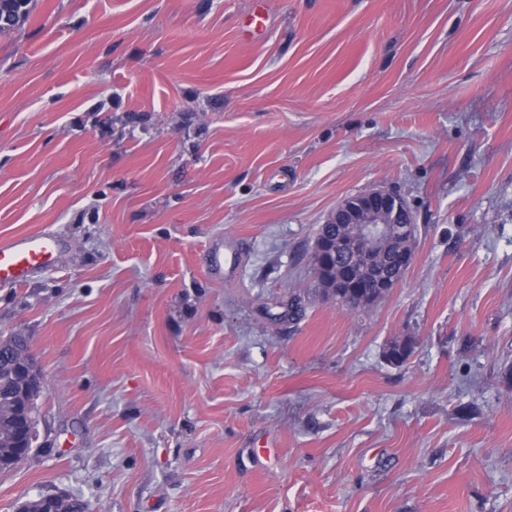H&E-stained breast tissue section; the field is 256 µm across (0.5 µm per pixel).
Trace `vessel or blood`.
Instances as JSON below:
<instances>
[{
  "label": "vessel or blood",
  "instance_id": "obj_1",
  "mask_svg": "<svg viewBox=\"0 0 512 512\" xmlns=\"http://www.w3.org/2000/svg\"><path fill=\"white\" fill-rule=\"evenodd\" d=\"M63 249L59 236L50 233L0 237V286H18L35 272L54 264Z\"/></svg>",
  "mask_w": 512,
  "mask_h": 512
}]
</instances>
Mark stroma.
I'll use <instances>...</instances> for the list:
<instances>
[{
  "instance_id": "35a3bbf8",
  "label": "stroma",
  "mask_w": 512,
  "mask_h": 512,
  "mask_svg": "<svg viewBox=\"0 0 512 512\" xmlns=\"http://www.w3.org/2000/svg\"><path fill=\"white\" fill-rule=\"evenodd\" d=\"M376 185L414 259L352 311L311 248ZM37 231L56 266L0 287L45 379L0 512H512V0H32L0 236ZM415 347L414 336H396L385 346L382 357L388 364L401 367L410 359ZM66 494H50L41 496L36 500L22 502L16 509L17 512H62L61 503L65 501ZM37 510H34V507Z\"/></svg>"
}]
</instances>
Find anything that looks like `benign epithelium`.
<instances>
[{"label":"benign epithelium","instance_id":"7a95c632","mask_svg":"<svg viewBox=\"0 0 512 512\" xmlns=\"http://www.w3.org/2000/svg\"><path fill=\"white\" fill-rule=\"evenodd\" d=\"M394 206L401 207L396 194L382 186L345 199L329 214L327 223L355 224L356 230L349 238L325 240L320 246L335 256L341 254L371 263L375 256L386 249L388 216ZM356 277V267L351 264L337 281V287L347 289L344 297L354 302L359 301V297L354 294ZM344 297L338 295L336 299ZM7 358L11 361L13 375L22 379V382L19 394L0 399V418L11 426L13 447L16 448L12 455L0 459V467H16L28 458L33 447L34 414L26 396L29 391L41 388L42 374L27 349L9 354ZM65 499L64 494L41 496L21 503L17 512H62L61 503Z\"/></svg>","mask_w":512,"mask_h":512}]
</instances>
